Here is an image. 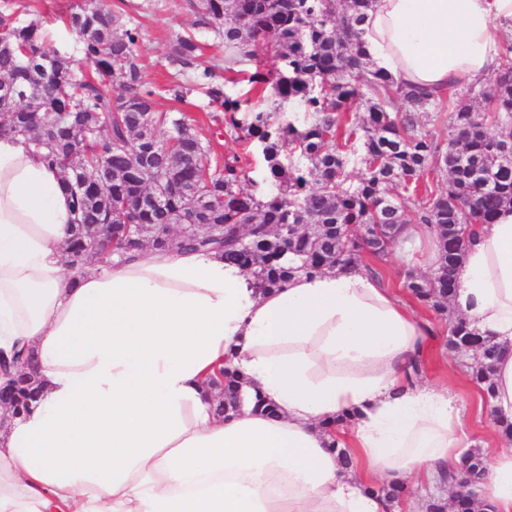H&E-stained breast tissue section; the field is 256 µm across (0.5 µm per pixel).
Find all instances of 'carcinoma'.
Segmentation results:
<instances>
[{
	"mask_svg": "<svg viewBox=\"0 0 512 512\" xmlns=\"http://www.w3.org/2000/svg\"><path fill=\"white\" fill-rule=\"evenodd\" d=\"M376 0H195L197 24L224 40L225 62H252L254 87L272 91L273 105L297 103L306 112L299 128L273 112L248 105L205 68L196 80L210 104L224 113L231 135L261 146L265 173L250 176L239 156L212 163L210 145L195 132L180 105L193 92L175 82L173 102L157 109V93L142 79L135 52L139 31L123 13L99 0H82L67 24L79 36L81 58L49 55L41 25L0 14V135L20 137L64 174L73 214L69 265L90 259L87 238L104 234L126 243L132 260L149 241L161 251L213 250L246 267L261 290L279 288L297 273L337 266L376 268L364 255L383 256L406 224L437 233L439 264L428 278L411 276L407 288L423 305L444 314L456 290L454 271L469 228L512 207V43L503 46L492 87L481 90L487 109L458 105L448 113L442 148L419 123L421 113L443 111L446 94H426L371 68L360 25ZM268 39L266 58L254 46ZM201 46L178 35L169 62L196 69ZM121 89L112 97L110 88ZM356 158L364 172L349 180ZM444 174L419 193L425 178ZM163 191L164 202L150 203ZM188 224H222L224 239L184 235ZM305 231L304 254L278 259V228ZM477 330L448 323V347ZM501 346L489 336L471 367L485 398ZM224 392L219 411L234 407L237 376L227 368L213 381Z\"/></svg>",
	"mask_w": 512,
	"mask_h": 512,
	"instance_id": "1",
	"label": "carcinoma"
}]
</instances>
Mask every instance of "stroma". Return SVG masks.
Instances as JSON below:
<instances>
[{
	"label": "stroma",
	"mask_w": 512,
	"mask_h": 512,
	"mask_svg": "<svg viewBox=\"0 0 512 512\" xmlns=\"http://www.w3.org/2000/svg\"><path fill=\"white\" fill-rule=\"evenodd\" d=\"M80 0H0V12L14 14L20 21L38 18L55 47L78 53L79 42L67 27L64 17ZM110 9L122 8L129 26L138 28L140 40L137 51L141 56L143 78L149 85L158 87L174 80L176 70L168 62V52L176 36L195 34L203 46L198 60L199 67H211L217 78H224V44L211 30L197 26L190 0H104ZM194 119L199 136L209 141L214 157L237 154L251 171L253 177H261L264 162L256 147L242 149L239 143L224 134V115L208 104L203 89H196L186 107ZM401 245H394L387 256L377 261L385 283L398 298L413 310L426 324L431 335L421 356L425 370L424 381L448 386L456 394L462 408L463 422L476 449L494 445L497 428L486 412L480 411L481 393L471 380V354L448 348L447 316L420 305L405 288L407 275H431L433 269L426 263L425 250H417L413 259L401 257Z\"/></svg>",
	"instance_id": "obj_1"
}]
</instances>
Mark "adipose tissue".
Segmentation results:
<instances>
[{
	"mask_svg": "<svg viewBox=\"0 0 512 512\" xmlns=\"http://www.w3.org/2000/svg\"><path fill=\"white\" fill-rule=\"evenodd\" d=\"M362 30L376 68L436 93L499 67L512 0H377ZM71 224L59 170L1 137L0 356L25 348L43 392L0 430V512H390L367 481L461 468L456 397L407 376L427 331L364 269L263 293L217 253L147 249L78 274ZM455 277L454 308L504 346L487 413L512 423V209L472 225ZM344 414L354 469L324 429ZM485 459L482 512H512V448ZM219 373V378L213 380L214 386L220 389L222 393L224 392V404L219 406V411L224 413V415L236 413L237 408L233 405L235 404L234 395L239 383L238 377L234 371H230L228 368L221 369Z\"/></svg>",
	"mask_w": 512,
	"mask_h": 512,
	"instance_id": "adipose-tissue-1",
	"label": "adipose tissue"
}]
</instances>
